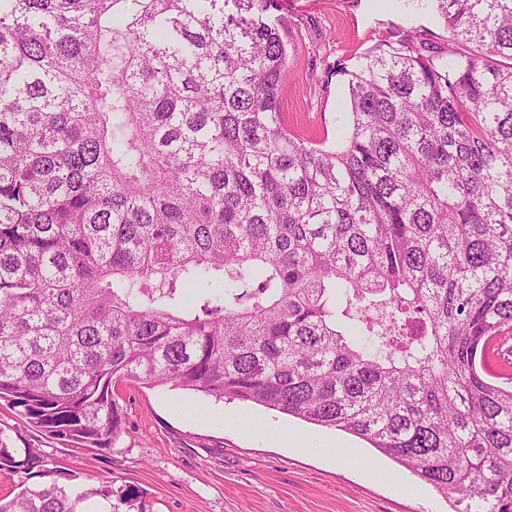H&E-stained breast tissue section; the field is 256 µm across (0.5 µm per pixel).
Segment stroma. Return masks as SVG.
Returning a JSON list of instances; mask_svg holds the SVG:
<instances>
[{
  "mask_svg": "<svg viewBox=\"0 0 512 512\" xmlns=\"http://www.w3.org/2000/svg\"><path fill=\"white\" fill-rule=\"evenodd\" d=\"M267 16L288 44L282 110L293 132L336 145L348 126L347 73L384 40L448 39L432 0H269ZM125 419L111 449L99 451L30 428L0 402V442L32 444L48 469L70 470L85 488L111 482L136 489L140 506L119 512H451L452 506L364 440L266 407L204 394L120 382ZM306 434L308 449L276 431ZM337 440L362 467L336 461Z\"/></svg>",
  "mask_w": 512,
  "mask_h": 512,
  "instance_id": "1",
  "label": "stroma"
}]
</instances>
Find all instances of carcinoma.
Returning a JSON list of instances; mask_svg holds the SVG:
<instances>
[{
    "label": "carcinoma",
    "mask_w": 512,
    "mask_h": 512,
    "mask_svg": "<svg viewBox=\"0 0 512 512\" xmlns=\"http://www.w3.org/2000/svg\"><path fill=\"white\" fill-rule=\"evenodd\" d=\"M266 2L0 0V401L102 451L115 383L169 384L512 512V385L484 368L512 333V0H434L440 50L366 54L335 148L288 129ZM42 466L0 445V470ZM95 497L54 479L0 512Z\"/></svg>",
    "instance_id": "1"
}]
</instances>
